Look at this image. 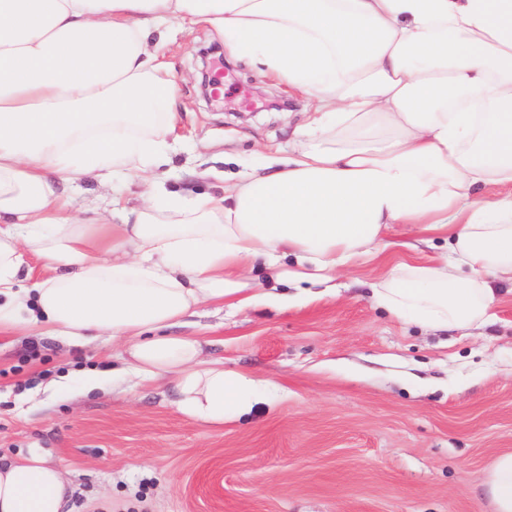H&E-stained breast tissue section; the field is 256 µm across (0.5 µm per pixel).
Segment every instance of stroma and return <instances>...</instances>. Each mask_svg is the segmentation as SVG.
Returning a JSON list of instances; mask_svg holds the SVG:
<instances>
[{"mask_svg": "<svg viewBox=\"0 0 512 512\" xmlns=\"http://www.w3.org/2000/svg\"><path fill=\"white\" fill-rule=\"evenodd\" d=\"M183 30L162 51L176 66L183 112L162 163L163 188L219 196L259 154L287 151L305 102L266 112L261 86L288 90L234 62L210 111L193 80L196 53L215 42ZM394 248L336 278V292L303 304L199 308L182 334L205 360L271 382L224 425L181 413L165 382L117 378L87 390L85 372L112 363L107 337L67 345L0 333V462L29 448L50 452L70 492V512H494L486 493L495 457L512 452V293L494 323L464 334L432 330L376 305L371 290L444 236L412 224L386 233ZM69 378L63 396L45 393Z\"/></svg>", "mask_w": 512, "mask_h": 512, "instance_id": "stroma-1", "label": "stroma"}]
</instances>
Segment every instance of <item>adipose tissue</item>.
Returning <instances> with one entry per match:
<instances>
[{
  "label": "adipose tissue",
  "instance_id": "obj_1",
  "mask_svg": "<svg viewBox=\"0 0 512 512\" xmlns=\"http://www.w3.org/2000/svg\"><path fill=\"white\" fill-rule=\"evenodd\" d=\"M223 35L227 52L308 98L283 160L225 182L222 197L145 192L119 223L71 210L79 176L156 166L180 110L153 48L169 25ZM512 0H0V330L67 344L121 342L125 373L169 379L179 410L223 423L260 389L176 334L197 306L243 308L239 274L335 288L390 224L448 233L437 261L389 271L378 305L433 329L494 317L512 284ZM47 272L20 285L27 257ZM42 448L0 464V512H65ZM487 492L512 512V453Z\"/></svg>",
  "mask_w": 512,
  "mask_h": 512
}]
</instances>
